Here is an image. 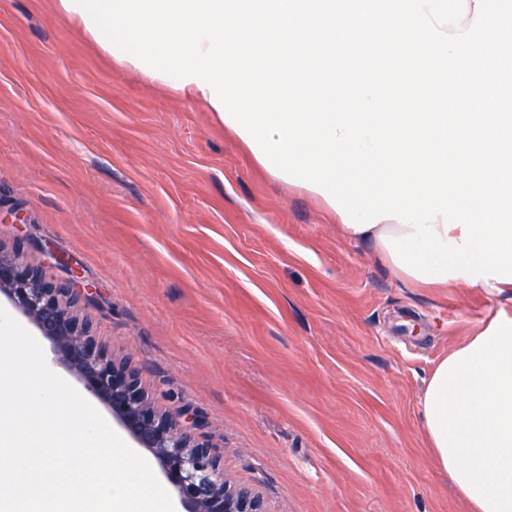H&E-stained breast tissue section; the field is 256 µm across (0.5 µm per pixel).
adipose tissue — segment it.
<instances>
[{"instance_id":"adipose-tissue-1","label":"adipose tissue","mask_w":512,"mask_h":512,"mask_svg":"<svg viewBox=\"0 0 512 512\" xmlns=\"http://www.w3.org/2000/svg\"><path fill=\"white\" fill-rule=\"evenodd\" d=\"M382 220L343 236L394 262L382 239L409 233ZM424 438L467 512H512V311L499 309L433 367L420 401Z\"/></svg>"}]
</instances>
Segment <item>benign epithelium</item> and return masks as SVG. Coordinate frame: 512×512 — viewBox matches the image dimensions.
Segmentation results:
<instances>
[{
    "instance_id": "obj_1",
    "label": "benign epithelium",
    "mask_w": 512,
    "mask_h": 512,
    "mask_svg": "<svg viewBox=\"0 0 512 512\" xmlns=\"http://www.w3.org/2000/svg\"><path fill=\"white\" fill-rule=\"evenodd\" d=\"M0 294L51 343L53 363L105 404L132 441L153 456L183 512H265L257 494L224 479L221 456L191 433L196 422L189 411L155 407L132 361L109 356L95 341L91 324L76 314L91 301L78 275L50 282L40 268L23 267L0 251Z\"/></svg>"
}]
</instances>
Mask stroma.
<instances>
[{
    "instance_id": "1",
    "label": "stroma",
    "mask_w": 512,
    "mask_h": 512,
    "mask_svg": "<svg viewBox=\"0 0 512 512\" xmlns=\"http://www.w3.org/2000/svg\"><path fill=\"white\" fill-rule=\"evenodd\" d=\"M20 240L47 280L65 273L42 245L77 264L99 344L198 415L266 512H466L419 400L501 301L402 285L56 0H0V245Z\"/></svg>"
}]
</instances>
